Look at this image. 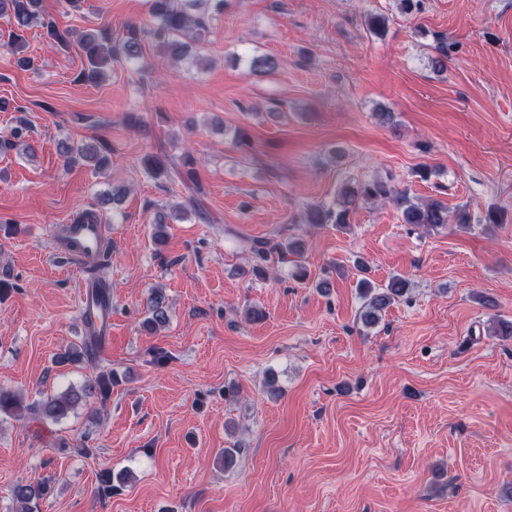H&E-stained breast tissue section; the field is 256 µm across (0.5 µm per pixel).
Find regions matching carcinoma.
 I'll return each instance as SVG.
<instances>
[{
	"label": "carcinoma",
	"mask_w": 512,
	"mask_h": 512,
	"mask_svg": "<svg viewBox=\"0 0 512 512\" xmlns=\"http://www.w3.org/2000/svg\"><path fill=\"white\" fill-rule=\"evenodd\" d=\"M150 23L145 26L131 24L121 39H112L105 30L96 32L83 31L75 34V43L86 59L77 80L82 83L96 84L106 75V69L114 62L146 69L145 41L167 53L173 60L179 61L188 56L193 47L204 42L210 33L211 12L221 13L227 0H150ZM0 17L7 19L11 26V46L14 50L23 47L25 34L33 28H41L49 39L64 46H70V31L60 32L55 23L42 11L41 0H0ZM388 19L383 14H371L367 17L366 27L370 34L381 37L385 34ZM280 66L279 60L273 55H255L250 58L248 71L253 76H265L274 73ZM26 134L21 127L14 128L10 134L0 136V154L11 150L32 151L25 140ZM68 162L80 160L102 169L109 164L107 148L103 145L85 144L72 148L67 152ZM142 163L148 172L159 178L164 177L170 183L192 184L200 188L197 181L194 162L186 157L184 166L173 161H164L156 155L145 156ZM383 201L392 203L401 213L406 224L434 228L455 220L459 227L467 229L471 224L468 206L456 208L455 216H450L448 207L440 200L416 202L405 190H398L388 180L381 178L365 181L355 186L346 185L341 191L340 210L323 205L312 206L308 210L309 224L348 223L351 209L361 201ZM252 273L264 276L266 263L271 254L277 252L283 256H293L295 276L306 277L304 268L299 262L300 249L296 242L273 244L268 239L251 241ZM408 281L400 276L392 277L388 283L379 287L367 279L359 282L358 288L364 298L361 321L366 327L376 325L382 314L408 291ZM168 304L163 289L154 288L147 300L148 317L145 325L157 331L169 321ZM112 391V373L102 370L79 389H70L60 395L50 396L38 408L40 417L58 421L74 410L79 402L87 396L107 399ZM47 487L34 486L23 480L12 487L14 499L21 504V512H35L39 499L45 494Z\"/></svg>",
	"instance_id": "obj_1"
}]
</instances>
